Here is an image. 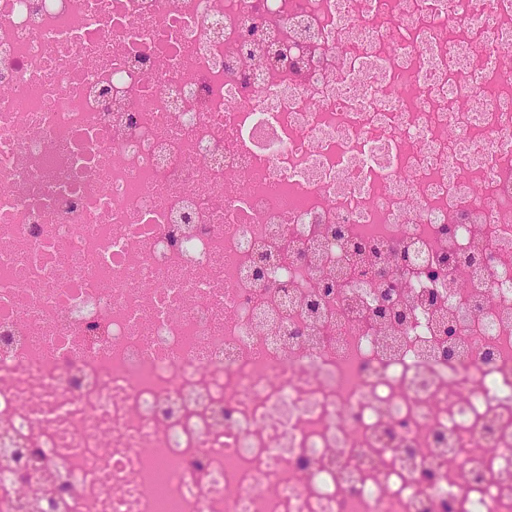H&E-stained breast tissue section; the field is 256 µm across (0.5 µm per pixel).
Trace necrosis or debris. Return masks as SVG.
<instances>
[{"mask_svg": "<svg viewBox=\"0 0 512 512\" xmlns=\"http://www.w3.org/2000/svg\"><path fill=\"white\" fill-rule=\"evenodd\" d=\"M4 427L0 512H512L504 0H0ZM20 446L16 445L11 437L9 436L6 430L0 431V465L1 468L8 469L13 461L23 455H32L34 451L29 448H19ZM8 448H13L8 450ZM169 471L170 466L164 459H155L150 476L153 491L159 498H165L167 495Z\"/></svg>", "mask_w": 512, "mask_h": 512, "instance_id": "4bbe7bcc", "label": "necrosis or debris"}]
</instances>
